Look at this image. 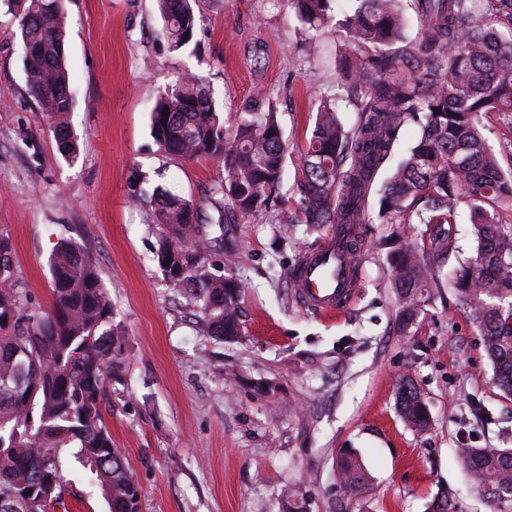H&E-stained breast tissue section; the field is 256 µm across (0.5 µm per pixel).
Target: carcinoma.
Returning <instances> with one entry per match:
<instances>
[{
	"mask_svg": "<svg viewBox=\"0 0 512 512\" xmlns=\"http://www.w3.org/2000/svg\"><path fill=\"white\" fill-rule=\"evenodd\" d=\"M19 19L29 93L48 120L57 153L75 160L79 142L70 126L74 97L67 68L66 0H9ZM163 35L175 49L192 39L195 0H158ZM339 0H290L307 30L330 23ZM339 23L348 45L345 70L332 98L320 100L298 185L305 223L364 224L379 171L389 163L402 128L420 127L418 143L377 190L379 215L394 224L423 226L421 244L398 248L389 263L402 328L416 320L438 262L455 251L457 209L470 214L474 255L453 269L452 288L482 338L501 395L512 397V224L500 209L512 205V170L488 145L485 120L512 118V0H416L420 36L405 35L402 0H349ZM504 16L507 31L494 19ZM359 117L346 130L336 102ZM168 116H163V113ZM151 129L159 148L184 160L209 156L224 166L215 191L248 219L270 206L281 181L286 145L277 113L243 112L235 133L209 87L194 75L158 98ZM162 224L155 258L168 285L188 292L203 314L202 329L222 339L240 331L242 285L211 273L187 231L208 241L210 225L193 201L160 191L153 200ZM14 247L0 234V512H49L61 504L63 458L91 476L110 512H139L140 487L103 416L107 391L118 380L116 357L125 336L112 326V304L91 257L61 241L49 258L54 302L28 309L14 281ZM397 405L419 430L429 425L415 383L400 382ZM458 456L477 489L491 484V512L512 502V448L464 444ZM345 495L370 479L352 448L336 462Z\"/></svg>",
	"mask_w": 512,
	"mask_h": 512,
	"instance_id": "obj_1",
	"label": "carcinoma"
}]
</instances>
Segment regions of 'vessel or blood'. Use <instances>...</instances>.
Returning <instances> with one entry per match:
<instances>
[{"label": "vessel or blood", "mask_w": 512, "mask_h": 512, "mask_svg": "<svg viewBox=\"0 0 512 512\" xmlns=\"http://www.w3.org/2000/svg\"><path fill=\"white\" fill-rule=\"evenodd\" d=\"M352 236V225H336L318 246L301 255L290 281L303 308L323 316H337L349 308L358 286V255L350 247Z\"/></svg>", "instance_id": "1"}]
</instances>
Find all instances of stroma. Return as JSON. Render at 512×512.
<instances>
[{
  "label": "stroma",
  "mask_w": 512,
  "mask_h": 512,
  "mask_svg": "<svg viewBox=\"0 0 512 512\" xmlns=\"http://www.w3.org/2000/svg\"><path fill=\"white\" fill-rule=\"evenodd\" d=\"M187 48L162 36L156 0H68L71 124L80 141L64 160L30 95L18 19L0 0V234L30 305L53 306L49 256L63 238L94 261L127 338L122 380L103 413L141 488L140 512H285V488L307 512H428L452 493L455 512H490L457 455L461 444L512 448V400L493 384L479 333L448 282L429 289L400 329L388 257L420 244L418 224H388L370 198L360 287L347 312L324 318L295 300L290 272L325 230L301 224L303 151L318 101L341 78L345 42L335 24L309 38L287 0H197ZM202 76L228 126L273 103L287 144L275 206L226 222L203 256L239 280L241 333L203 335L194 303L169 288L154 257L161 225L155 187L193 200L218 220L217 160L161 152L150 127L158 94ZM412 379L431 424L409 427L397 387ZM370 476L344 496L340 449ZM55 512H108L73 458H65Z\"/></svg>",
  "instance_id": "1"
}]
</instances>
